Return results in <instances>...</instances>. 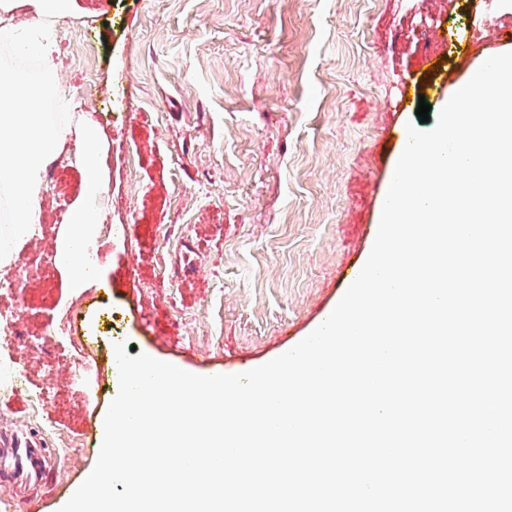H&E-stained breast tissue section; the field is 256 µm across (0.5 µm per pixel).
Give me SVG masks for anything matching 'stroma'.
<instances>
[{"instance_id": "obj_1", "label": "stroma", "mask_w": 512, "mask_h": 512, "mask_svg": "<svg viewBox=\"0 0 512 512\" xmlns=\"http://www.w3.org/2000/svg\"><path fill=\"white\" fill-rule=\"evenodd\" d=\"M53 26L56 78L100 127L113 233L71 287L55 249L83 177L65 160L19 250L41 280L0 288V326L28 343L0 341L25 374L0 429L39 432L55 467L0 486V512H55L93 469L117 343L235 374L319 326L371 252L418 120L405 85L447 90L511 50L512 0H70ZM428 29L470 46L425 54Z\"/></svg>"}]
</instances>
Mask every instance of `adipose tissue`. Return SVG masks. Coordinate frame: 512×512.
<instances>
[{
    "instance_id": "1",
    "label": "adipose tissue",
    "mask_w": 512,
    "mask_h": 512,
    "mask_svg": "<svg viewBox=\"0 0 512 512\" xmlns=\"http://www.w3.org/2000/svg\"><path fill=\"white\" fill-rule=\"evenodd\" d=\"M34 21L25 28L0 26L17 53L41 61L45 77L35 82L20 80L13 71L0 68V192L6 193L12 217L10 243L0 247V267L13 264L17 247L39 221L43 174L47 165L69 144H76L83 172L82 192L67 216V230L58 242L56 263L69 272L74 285L87 277L85 253L107 192L108 177L100 164L101 139L96 124L85 115L62 113L60 118L40 112L39 104L54 92V45L40 34L43 19L61 15L65 0H29Z\"/></svg>"
}]
</instances>
